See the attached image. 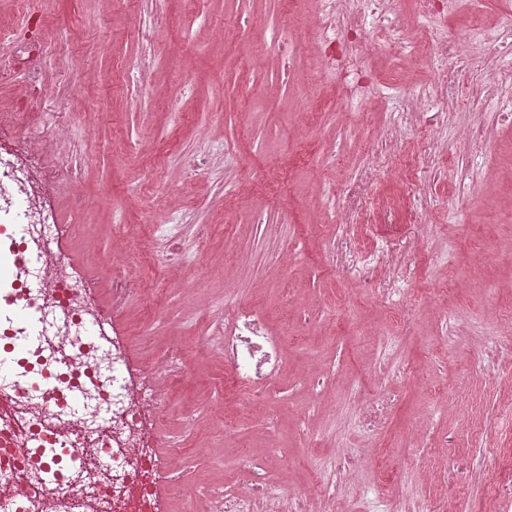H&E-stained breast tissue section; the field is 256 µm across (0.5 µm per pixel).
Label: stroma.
<instances>
[{"mask_svg": "<svg viewBox=\"0 0 512 512\" xmlns=\"http://www.w3.org/2000/svg\"><path fill=\"white\" fill-rule=\"evenodd\" d=\"M33 13L37 36L67 48L44 60L39 131L60 166L51 202L71 266L134 363L152 367L173 341L187 350L189 376L158 425L186 442L179 480L194 484L219 453L192 440L186 416L206 426L222 410L249 451L283 449L272 483L303 486L336 435L364 450L335 506L314 495L310 512H358L363 491L392 496L407 471L425 500L451 491L466 512H497L489 480L512 470V428L496 426L512 401L498 370L512 310V88L397 123L440 58L371 51L380 78L348 99L339 73L313 69L311 16L284 0H35ZM279 31L292 60L272 44ZM170 213L175 234L152 231ZM142 252L174 258L148 336L147 303L122 294ZM228 299L288 332L283 373L242 418L222 365ZM354 382L391 398L384 432L349 405Z\"/></svg>", "mask_w": 512, "mask_h": 512, "instance_id": "stroma-1", "label": "stroma"}]
</instances>
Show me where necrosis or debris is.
Instances as JSON below:
<instances>
[{"instance_id":"obj_1","label":"necrosis or debris","mask_w":512,"mask_h":512,"mask_svg":"<svg viewBox=\"0 0 512 512\" xmlns=\"http://www.w3.org/2000/svg\"><path fill=\"white\" fill-rule=\"evenodd\" d=\"M426 21L434 0H312L318 16L313 41L340 43L321 68L351 77L364 94L363 61L372 48L406 44L405 3ZM48 48L31 39L0 55V79L23 73L21 112L0 111V130H16L13 147L0 146V512H158L174 489L179 440L150 437L187 376L181 345H172L155 371L136 368L125 339L103 332L105 316L92 286L68 270L64 232L45 194L59 176L42 140L19 132L20 116H35ZM512 85V68L493 71L480 87L435 72L430 89L406 99L402 116L443 112L459 98L495 97ZM224 360L239 401L269 394L285 361L284 340L267 333L262 317L240 304L224 305ZM110 468H102V457ZM217 512H305L308 492L279 488L260 476L208 489Z\"/></svg>"}]
</instances>
